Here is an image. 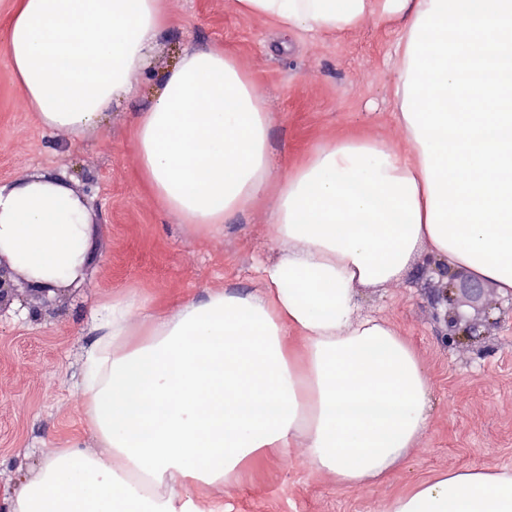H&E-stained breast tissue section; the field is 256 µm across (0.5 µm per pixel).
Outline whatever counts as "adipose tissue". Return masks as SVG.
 I'll use <instances>...</instances> for the list:
<instances>
[{"mask_svg": "<svg viewBox=\"0 0 512 512\" xmlns=\"http://www.w3.org/2000/svg\"><path fill=\"white\" fill-rule=\"evenodd\" d=\"M285 33L333 35L393 21L395 119L411 147L336 139L278 179L272 116L239 61L184 50L150 72L167 0H15L4 45L22 97L79 140L154 86L135 122L138 173L176 223L212 236L268 194L277 258L258 290L208 289L161 313L147 299L98 306L85 334L83 414L95 448L53 449L0 512H207L201 488L302 449L340 487L393 475L432 424L418 352L362 288L428 252L512 295V0H235ZM92 213L48 173L0 185V255L32 285L87 279ZM384 512H512V469L451 470Z\"/></svg>", "mask_w": 512, "mask_h": 512, "instance_id": "adipose-tissue-1", "label": "adipose tissue"}]
</instances>
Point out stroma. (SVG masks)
Segmentation results:
<instances>
[{"label":"stroma","instance_id":"obj_1","mask_svg":"<svg viewBox=\"0 0 512 512\" xmlns=\"http://www.w3.org/2000/svg\"><path fill=\"white\" fill-rule=\"evenodd\" d=\"M396 36V24L372 19L336 35L286 34L241 14L233 0H168L153 67L175 64L191 47L234 55L273 115L268 142L282 175L334 138L379 137L408 150L393 117ZM152 95L142 85L83 139L52 134L25 107L0 45V184L51 170L85 194L94 212L86 282L39 316L21 318L17 300L0 314V495L33 476L53 449L91 446L77 384L84 329L98 304L137 294L161 310L209 288H254L256 262L277 253L268 206L210 237L174 223L151 197L138 173L134 125ZM443 270L425 253L402 281L358 292L362 312L386 318L431 379V428L396 475L342 488L309 472L300 449L290 448L248 468L235 488L212 486L206 496L222 501L224 512H384L392 498L439 472L512 469V299L487 287L480 338L452 335L448 307L436 300L447 282Z\"/></svg>","mask_w":512,"mask_h":512}]
</instances>
